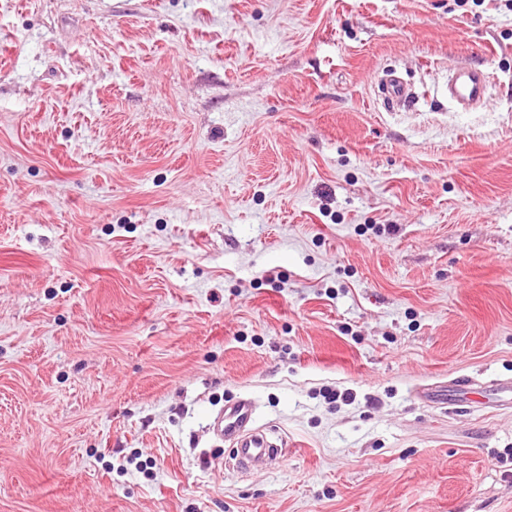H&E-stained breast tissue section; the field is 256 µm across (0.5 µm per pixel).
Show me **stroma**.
<instances>
[{
    "label": "stroma",
    "mask_w": 512,
    "mask_h": 512,
    "mask_svg": "<svg viewBox=\"0 0 512 512\" xmlns=\"http://www.w3.org/2000/svg\"><path fill=\"white\" fill-rule=\"evenodd\" d=\"M460 377L512 381V0H0V512H512ZM491 74L483 68L457 66L448 78V94L463 108L480 104ZM378 97L384 103H403L409 98V89L394 72H387L386 76L377 80ZM255 403L249 397L239 398L226 405L211 422L214 434L228 439L236 446L239 466L258 468L276 457L278 446H274L267 436L255 427Z\"/></svg>",
    "instance_id": "obj_1"
}]
</instances>
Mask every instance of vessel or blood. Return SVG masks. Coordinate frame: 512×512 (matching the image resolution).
<instances>
[{
  "label": "vessel or blood",
  "mask_w": 512,
  "mask_h": 512,
  "mask_svg": "<svg viewBox=\"0 0 512 512\" xmlns=\"http://www.w3.org/2000/svg\"><path fill=\"white\" fill-rule=\"evenodd\" d=\"M490 77V72L482 68L456 67L448 78V94L462 107L478 105L484 99ZM377 84L378 96L384 103H402L409 97L407 86L395 73H387ZM211 428L216 436L233 442L241 467H261L278 454L277 446L256 426L255 403L251 398L242 397L225 406L213 418Z\"/></svg>",
  "instance_id": "1"
}]
</instances>
